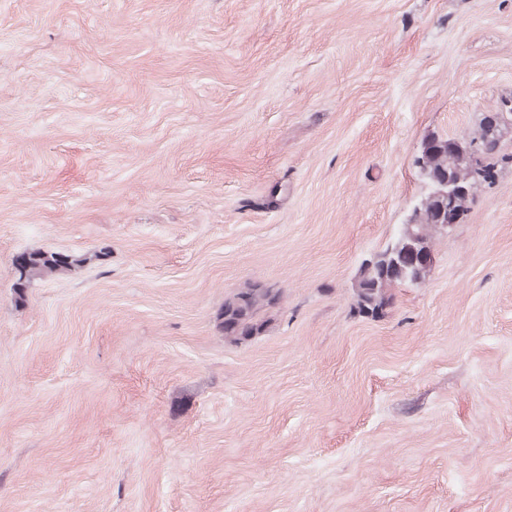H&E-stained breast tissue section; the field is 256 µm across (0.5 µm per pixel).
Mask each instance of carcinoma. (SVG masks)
<instances>
[{
  "label": "carcinoma",
  "mask_w": 512,
  "mask_h": 512,
  "mask_svg": "<svg viewBox=\"0 0 512 512\" xmlns=\"http://www.w3.org/2000/svg\"><path fill=\"white\" fill-rule=\"evenodd\" d=\"M500 128L480 122L468 141H455L448 148L445 137L432 138L433 145L421 152L415 163L427 185V192L414 206L409 220L400 225L393 241L360 266L354 281L353 308L359 314L372 318L385 316L392 300V288L397 284L416 283L425 279L429 269L416 267L407 261L413 247H433L444 229V208L454 205L455 218L462 221L476 191L492 185L486 172L498 168V140ZM441 176L448 181V190L454 198L438 195L430 176ZM80 260L56 252L31 251L18 268L14 293L17 303L26 302L27 289L37 280L63 275ZM282 301L280 290L253 283L224 299L216 314V323L224 340L243 343L267 332L270 313Z\"/></svg>",
  "instance_id": "obj_1"
}]
</instances>
